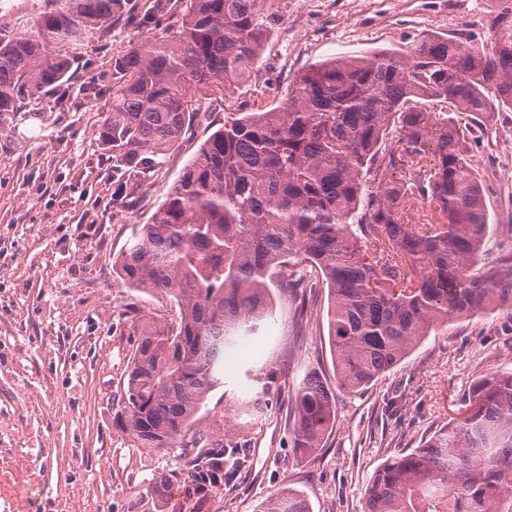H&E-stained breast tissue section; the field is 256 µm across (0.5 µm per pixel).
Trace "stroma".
I'll return each instance as SVG.
<instances>
[{
    "label": "stroma",
    "instance_id": "stroma-1",
    "mask_svg": "<svg viewBox=\"0 0 512 512\" xmlns=\"http://www.w3.org/2000/svg\"><path fill=\"white\" fill-rule=\"evenodd\" d=\"M185 0H128L105 34L76 46L67 84L0 112V512H256L285 488L312 512H364L376 468L417 447L448 421L473 383L512 368V314H478L432 332L363 391L336 393V423L317 455L292 446L291 400L309 374L334 376L328 291L275 290L272 315L224 366L180 447H137L113 422L119 391L151 311L175 317L168 297L125 287L112 262L146 224L215 127L193 125L152 168L114 170L96 139L112 100L114 63L175 30ZM489 0H266L273 33L237 92L276 107L293 77L328 59L406 51L426 35L485 37ZM55 0H0V27L32 30ZM487 188L483 258L512 246V112L495 113L471 145ZM261 396L266 415L241 406ZM228 441L245 448L223 488L201 497L185 482L156 491L161 474L185 469V449Z\"/></svg>",
    "mask_w": 512,
    "mask_h": 512
}]
</instances>
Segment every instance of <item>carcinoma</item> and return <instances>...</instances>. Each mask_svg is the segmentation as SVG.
<instances>
[{
	"label": "carcinoma",
	"mask_w": 512,
	"mask_h": 512,
	"mask_svg": "<svg viewBox=\"0 0 512 512\" xmlns=\"http://www.w3.org/2000/svg\"><path fill=\"white\" fill-rule=\"evenodd\" d=\"M36 30L0 29V112L22 94L68 80L81 44L126 0H60ZM479 48L424 38L405 53L328 60L298 74L268 110L225 117L200 146L148 224L133 228L112 271L141 292L171 297L178 317L149 320L114 410L140 448H175L222 384L225 350L271 314L270 284L328 288L336 386L364 389L437 327L478 312H512V248L482 262L485 186L448 111L512 112V0H492ZM271 31L263 0H187L177 30L115 61L116 85L98 140L112 165L148 160L182 138L218 90L232 107ZM430 100L427 109L422 101ZM380 180L368 188L363 174ZM431 208L412 223V203ZM294 448L312 454L336 421L317 377L296 390ZM245 449L203 448L195 467L243 462ZM258 512H312L283 490ZM365 512H512V371L477 380L454 416L409 452L382 463Z\"/></svg>",
	"instance_id": "1"
}]
</instances>
